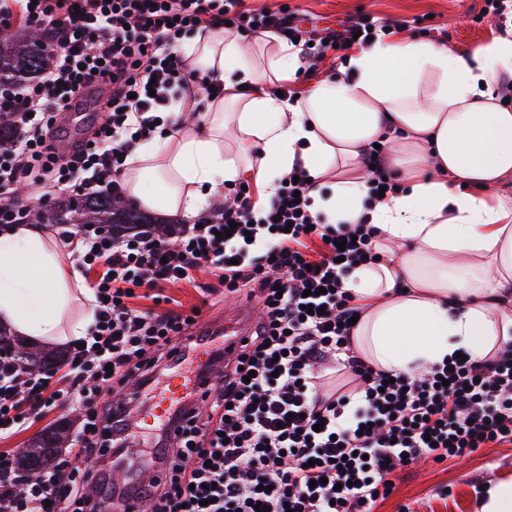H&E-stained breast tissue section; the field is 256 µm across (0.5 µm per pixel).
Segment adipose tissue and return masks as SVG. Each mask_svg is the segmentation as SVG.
Instances as JSON below:
<instances>
[{"instance_id": "adipose-tissue-1", "label": "adipose tissue", "mask_w": 512, "mask_h": 512, "mask_svg": "<svg viewBox=\"0 0 512 512\" xmlns=\"http://www.w3.org/2000/svg\"><path fill=\"white\" fill-rule=\"evenodd\" d=\"M185 56L224 93L207 124L182 121L132 152L124 183L139 204L193 214L243 177L268 197L275 177L302 163L324 223L366 215L379 229L383 261L348 278L367 304L354 343L372 366L418 374L456 351L480 361L512 341V196L496 191L512 182V107L497 95L512 75V37L464 55L407 35L378 39L292 103L273 90L299 68V51L275 36L218 28ZM374 141L406 188L367 212L361 154ZM77 282L40 225L0 232V322L17 335L84 337L92 314L66 317L75 298L94 302Z\"/></svg>"}]
</instances>
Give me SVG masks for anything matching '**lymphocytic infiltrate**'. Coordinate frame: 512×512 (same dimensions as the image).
I'll list each match as a JSON object with an SVG mask.
<instances>
[{
	"mask_svg": "<svg viewBox=\"0 0 512 512\" xmlns=\"http://www.w3.org/2000/svg\"><path fill=\"white\" fill-rule=\"evenodd\" d=\"M17 17L49 31L52 63L36 82L0 86V113L15 131L0 148V227L27 222L31 209L16 194L22 184L46 198L122 197L126 161L155 135L161 113L224 92L218 79L189 68L185 39L227 24L291 36L322 60L410 25L362 16L338 30H306L293 13L258 12L245 0H0V25ZM92 87L105 91L102 119L87 140L60 151V123L78 91ZM307 177L295 163L265 202L232 184V203L163 236L64 231L77 240L69 259L96 275L95 318L63 373H33L17 357H0V439L73 406L83 418L74 451L36 478L18 474L13 454L0 452V512H100L78 461L123 440L127 423L112 410V392L133 376L149 385L197 352L187 333L194 316L154 306L164 286L193 282L201 269L215 279L207 295L246 293L262 318L237 358L223 362L205 407H188L179 448L165 449L168 436L158 435L151 458L165 479L136 487L143 512H373L394 492L399 468L512 444L511 342L490 360L453 357L418 375H387L359 354L350 320L364 308L346 279L378 257L376 229L323 223ZM140 289L152 308L132 306ZM332 361L355 389L321 390L318 370Z\"/></svg>",
	"mask_w": 512,
	"mask_h": 512,
	"instance_id": "f902f5d3",
	"label": "lymphocytic infiltrate"
}]
</instances>
